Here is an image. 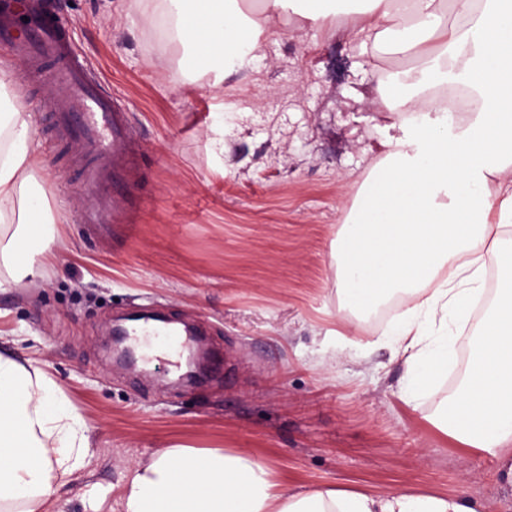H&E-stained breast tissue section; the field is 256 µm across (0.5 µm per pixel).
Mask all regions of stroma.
Masks as SVG:
<instances>
[{"mask_svg":"<svg viewBox=\"0 0 512 512\" xmlns=\"http://www.w3.org/2000/svg\"><path fill=\"white\" fill-rule=\"evenodd\" d=\"M76 54L129 112L143 162L137 224H83L68 152L38 111L66 252L43 280L0 295V349L40 360L91 423V457L60 488L64 512H113L122 474L170 440L246 449L291 486L466 493L512 512L488 458L427 421L448 388L416 406L386 334L399 298L352 317L336 291L332 249L384 142L402 137L379 82L407 69L376 57L346 25L271 19L255 58L222 78L184 79L157 0H52ZM150 308L194 324L221 356L199 384L169 366L118 369L106 327Z\"/></svg>","mask_w":512,"mask_h":512,"instance_id":"stroma-1","label":"stroma"}]
</instances>
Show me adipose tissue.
<instances>
[{
  "mask_svg": "<svg viewBox=\"0 0 512 512\" xmlns=\"http://www.w3.org/2000/svg\"><path fill=\"white\" fill-rule=\"evenodd\" d=\"M167 34L191 52V70L223 74L256 52L266 20L288 13L348 22L414 66L390 74L378 96L405 115L401 138L365 184L333 259L356 313L397 292L392 358L401 399L417 401L448 374L450 331L464 330L494 266L496 296L476 327L465 382L429 419L463 449L494 460L512 489V0H165ZM463 22L448 25L446 10ZM443 85L482 106L466 121L421 109ZM43 154L33 115L0 67V294L41 278L62 243L44 213ZM91 424L33 358L0 353V512H63L58 491L91 455ZM120 512H483L468 496L293 488L267 458L172 443L126 468Z\"/></svg>",
  "mask_w": 512,
  "mask_h": 512,
  "instance_id": "adipose-tissue-1",
  "label": "adipose tissue"
}]
</instances>
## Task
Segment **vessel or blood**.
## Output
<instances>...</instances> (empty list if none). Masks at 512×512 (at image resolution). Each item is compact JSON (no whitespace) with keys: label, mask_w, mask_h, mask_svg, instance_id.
<instances>
[{"label":"vessel or blood","mask_w":512,"mask_h":512,"mask_svg":"<svg viewBox=\"0 0 512 512\" xmlns=\"http://www.w3.org/2000/svg\"><path fill=\"white\" fill-rule=\"evenodd\" d=\"M25 4L21 13L10 2L0 9V45L24 63L25 79L46 75L62 89L46 109L61 136L77 149L83 223H136L141 203L129 188L131 130L125 112L76 56L65 22L40 0Z\"/></svg>","instance_id":"1"}]
</instances>
